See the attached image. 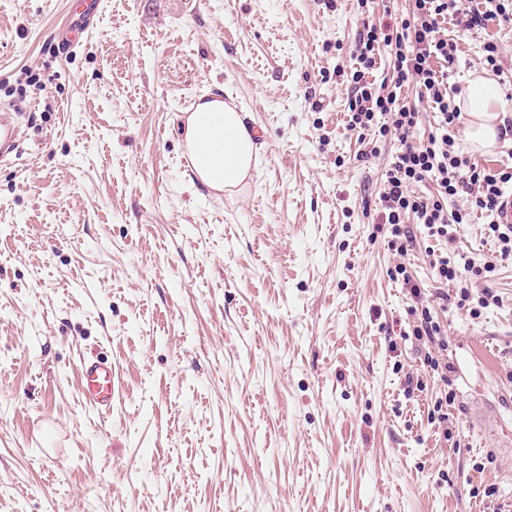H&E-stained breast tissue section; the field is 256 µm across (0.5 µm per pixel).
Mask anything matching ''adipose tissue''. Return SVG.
<instances>
[{
    "label": "adipose tissue",
    "instance_id": "ef3b65f1",
    "mask_svg": "<svg viewBox=\"0 0 512 512\" xmlns=\"http://www.w3.org/2000/svg\"><path fill=\"white\" fill-rule=\"evenodd\" d=\"M501 90L493 81L475 77L458 100L470 120L465 128L468 141L478 149L497 142L494 107ZM184 143L191 154L196 180L222 192L241 185L258 162V148L244 115L220 96L213 95L185 113Z\"/></svg>",
    "mask_w": 512,
    "mask_h": 512
}]
</instances>
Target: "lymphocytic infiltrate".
I'll return each mask as SVG.
<instances>
[{
	"mask_svg": "<svg viewBox=\"0 0 512 512\" xmlns=\"http://www.w3.org/2000/svg\"><path fill=\"white\" fill-rule=\"evenodd\" d=\"M504 0H475L467 6L464 0H412L411 17L402 21L393 33L369 27L357 46L359 68L355 73L362 84L350 107V129L372 127L377 114H392V126L402 148L387 173L382 203L384 219L390 236L389 244L397 253L407 251L408 236L403 227L405 215H413L427 236L437 241L454 242L459 224L465 223L466 213L449 212L450 198L467 195L472 207L495 213L505 185L512 183V172L491 173L478 169L455 147L450 131L460 117L448 96V74L436 71L433 59L450 63L454 60L456 44L439 34L448 19L464 21L466 27L484 26L486 21L506 16ZM396 49V76L391 92L384 93L374 84L364 82L366 71L375 70L379 45ZM415 84L432 103L438 119L426 145L416 146L410 137L417 126L415 108L399 103L397 91ZM434 180L437 189L431 195L411 192L413 184ZM435 279L442 285H454L458 306L468 308L472 316H480L490 304L488 296L473 297L468 276L493 272L492 264L475 267L471 261L457 256L439 255L433 264Z\"/></svg>",
	"mask_w": 512,
	"mask_h": 512,
	"instance_id": "1",
	"label": "lymphocytic infiltrate"
}]
</instances>
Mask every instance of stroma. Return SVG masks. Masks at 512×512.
Returning a JSON list of instances; mask_svg holds the SVG:
<instances>
[{
	"instance_id": "stroma-1",
	"label": "stroma",
	"mask_w": 512,
	"mask_h": 512,
	"mask_svg": "<svg viewBox=\"0 0 512 512\" xmlns=\"http://www.w3.org/2000/svg\"><path fill=\"white\" fill-rule=\"evenodd\" d=\"M0 0V103L29 106L0 162V512H512V253L472 213L454 250L493 273L479 318L437 297V241L396 254L380 194L399 148L348 126L358 40L409 0ZM448 93L503 69L512 22L451 21ZM231 97L244 187L194 179L182 120ZM459 152L512 168V139ZM405 264L448 342L408 336ZM111 359L101 412L82 366ZM424 391L409 393L408 377ZM447 423L433 416L443 387Z\"/></svg>"
}]
</instances>
